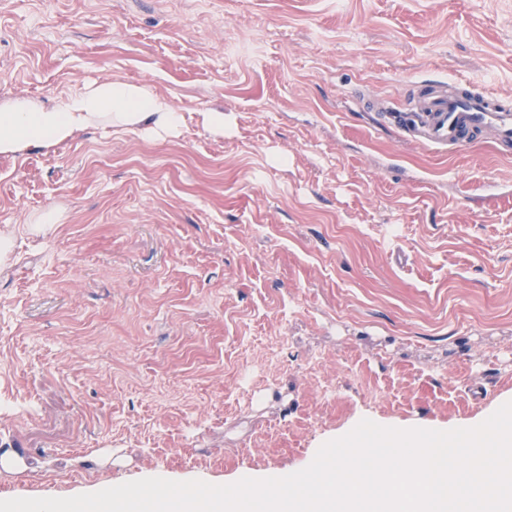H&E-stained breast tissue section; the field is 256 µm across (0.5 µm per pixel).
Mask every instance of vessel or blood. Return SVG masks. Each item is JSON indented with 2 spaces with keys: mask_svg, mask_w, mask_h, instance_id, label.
Here are the masks:
<instances>
[{
  "mask_svg": "<svg viewBox=\"0 0 512 512\" xmlns=\"http://www.w3.org/2000/svg\"><path fill=\"white\" fill-rule=\"evenodd\" d=\"M415 89L405 107L389 112L405 140L458 148L486 131L497 145H512V99L467 92L461 83L445 80L419 82Z\"/></svg>",
  "mask_w": 512,
  "mask_h": 512,
  "instance_id": "obj_1",
  "label": "vessel or blood"
}]
</instances>
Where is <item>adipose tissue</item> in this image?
<instances>
[{"instance_id": "obj_1", "label": "adipose tissue", "mask_w": 512, "mask_h": 512, "mask_svg": "<svg viewBox=\"0 0 512 512\" xmlns=\"http://www.w3.org/2000/svg\"><path fill=\"white\" fill-rule=\"evenodd\" d=\"M182 120L181 112L152 86L107 81L48 103L14 99L0 104V153L41 150L100 126H144L159 135L171 134Z\"/></svg>"}]
</instances>
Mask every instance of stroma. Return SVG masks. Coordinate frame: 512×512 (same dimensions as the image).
<instances>
[{"instance_id":"1","label":"stroma","mask_w":512,"mask_h":512,"mask_svg":"<svg viewBox=\"0 0 512 512\" xmlns=\"http://www.w3.org/2000/svg\"><path fill=\"white\" fill-rule=\"evenodd\" d=\"M435 75L512 97V0H0V102L183 115L0 154V499L281 477L512 401V151L364 106Z\"/></svg>"}]
</instances>
